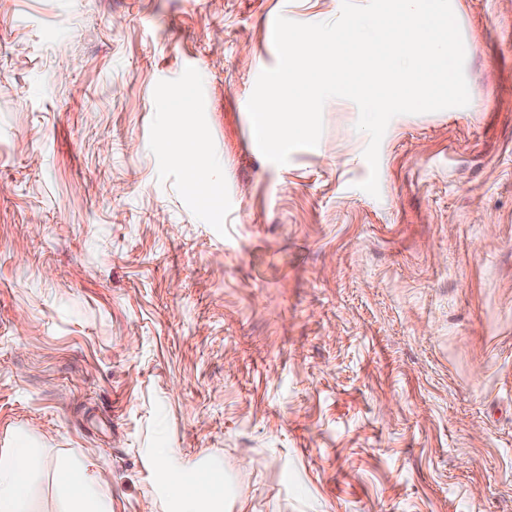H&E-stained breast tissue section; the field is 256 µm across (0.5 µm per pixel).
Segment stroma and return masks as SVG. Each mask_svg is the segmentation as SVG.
I'll return each mask as SVG.
<instances>
[{
  "instance_id": "obj_1",
  "label": "stroma",
  "mask_w": 512,
  "mask_h": 512,
  "mask_svg": "<svg viewBox=\"0 0 512 512\" xmlns=\"http://www.w3.org/2000/svg\"><path fill=\"white\" fill-rule=\"evenodd\" d=\"M341 4L0 0V454L43 458L29 512L72 456L112 512H175L163 452L252 512H512V0H451L470 103L392 119L376 197L352 101L281 166L247 111L269 19ZM164 153L167 159L179 162L200 174L199 184L207 186L211 179L210 154L203 143L189 145L179 138H173L165 147Z\"/></svg>"
}]
</instances>
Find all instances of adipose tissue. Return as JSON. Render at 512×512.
Segmentation results:
<instances>
[{"instance_id":"obj_1","label":"adipose tissue","mask_w":512,"mask_h":512,"mask_svg":"<svg viewBox=\"0 0 512 512\" xmlns=\"http://www.w3.org/2000/svg\"><path fill=\"white\" fill-rule=\"evenodd\" d=\"M164 153L167 159L198 173L200 185L210 181V154L203 143L190 145L175 138ZM30 464L31 450L22 442L0 457V512H26ZM164 474L178 512H247L246 498L225 489L223 471L207 468L190 473L168 465ZM60 475L66 496L65 512H112L107 480L89 475L81 459L66 460Z\"/></svg>"}]
</instances>
